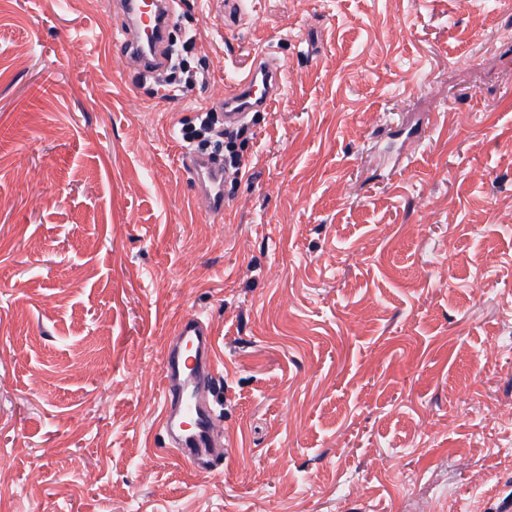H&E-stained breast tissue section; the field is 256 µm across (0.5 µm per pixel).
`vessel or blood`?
<instances>
[{
  "label": "vessel or blood",
  "instance_id": "b4317fda",
  "mask_svg": "<svg viewBox=\"0 0 512 512\" xmlns=\"http://www.w3.org/2000/svg\"><path fill=\"white\" fill-rule=\"evenodd\" d=\"M122 24L113 57L134 61L138 71L161 69L173 17L172 0H115ZM285 97L282 68L276 58L258 55L250 70L228 78L213 98L224 109V127L245 124L250 113L265 111ZM196 195L216 219L229 208L224 185L230 176L208 156H188ZM222 363L214 329L200 313L182 316L162 369V405L159 421L182 458L200 473H211L224 459L222 426L211 405L218 400Z\"/></svg>",
  "mask_w": 512,
  "mask_h": 512
}]
</instances>
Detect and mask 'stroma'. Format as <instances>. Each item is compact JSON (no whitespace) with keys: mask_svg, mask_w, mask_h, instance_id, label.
Listing matches in <instances>:
<instances>
[{"mask_svg":"<svg viewBox=\"0 0 512 512\" xmlns=\"http://www.w3.org/2000/svg\"><path fill=\"white\" fill-rule=\"evenodd\" d=\"M181 0L158 98L100 0H0V512H499L512 500V0ZM226 221L182 126L258 53ZM223 467L158 430L175 322ZM282 68L275 57L258 55L250 70L224 81V88L212 97L224 107V129L245 124L250 112L266 111L285 98Z\"/></svg>","mask_w":512,"mask_h":512,"instance_id":"1","label":"stroma"}]
</instances>
